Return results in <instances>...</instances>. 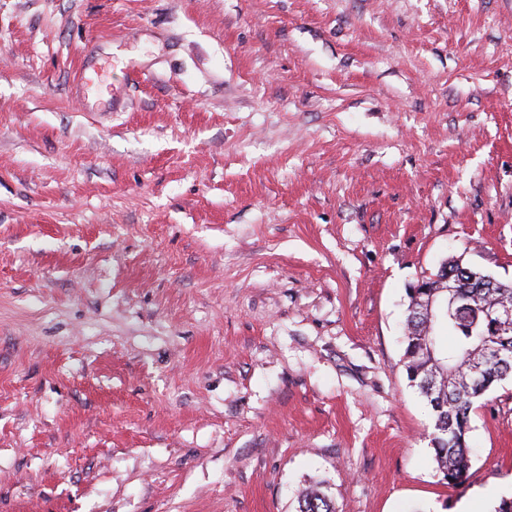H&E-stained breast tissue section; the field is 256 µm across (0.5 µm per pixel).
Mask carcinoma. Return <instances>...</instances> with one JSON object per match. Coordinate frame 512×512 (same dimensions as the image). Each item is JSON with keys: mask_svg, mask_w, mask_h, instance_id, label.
Instances as JSON below:
<instances>
[{"mask_svg": "<svg viewBox=\"0 0 512 512\" xmlns=\"http://www.w3.org/2000/svg\"><path fill=\"white\" fill-rule=\"evenodd\" d=\"M435 290L443 299L440 314H429L410 296L403 337V364L411 386L431 411L430 443L443 480L456 487L469 477L471 413L477 400L512 377V323L500 327L484 316L506 300L512 282L457 261L439 275ZM429 345L435 356L425 353ZM297 512H336L322 487L307 489Z\"/></svg>", "mask_w": 512, "mask_h": 512, "instance_id": "obj_1", "label": "carcinoma"}]
</instances>
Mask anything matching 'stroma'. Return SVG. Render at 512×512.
<instances>
[{"label":"stroma","instance_id":"35a3bbf8","mask_svg":"<svg viewBox=\"0 0 512 512\" xmlns=\"http://www.w3.org/2000/svg\"><path fill=\"white\" fill-rule=\"evenodd\" d=\"M452 257L512 281V0H0V512H491L512 380L451 487L402 366ZM298 504L297 512H336L330 498L320 486L307 489L299 498Z\"/></svg>","mask_w":512,"mask_h":512}]
</instances>
